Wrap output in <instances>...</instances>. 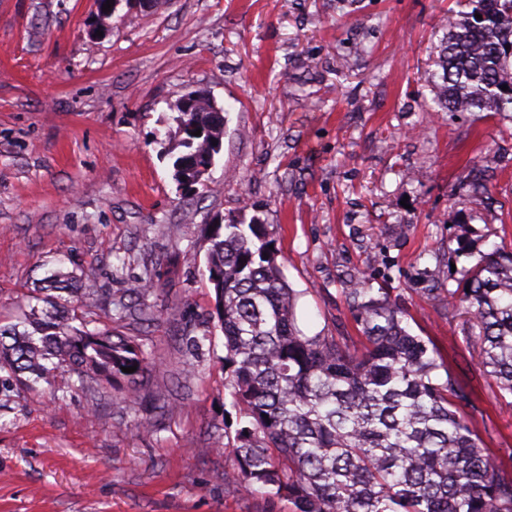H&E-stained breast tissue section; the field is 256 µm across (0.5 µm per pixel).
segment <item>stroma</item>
I'll return each instance as SVG.
<instances>
[{"label":"stroma","instance_id":"35a3bbf8","mask_svg":"<svg viewBox=\"0 0 512 512\" xmlns=\"http://www.w3.org/2000/svg\"><path fill=\"white\" fill-rule=\"evenodd\" d=\"M466 4L157 0L100 19L94 0H0V326L56 268L97 290L72 313L148 276L157 315L112 325L153 358L137 402L61 378L0 387V512H290L224 483L242 422L204 274L205 227L221 219L273 232L307 335L358 347L341 288L366 275L468 377L463 322L432 291L512 250V112L431 109L429 75ZM192 91L223 109L224 138L188 193L156 134ZM186 335L202 339L191 356ZM476 404L512 467V406L489 380Z\"/></svg>","mask_w":512,"mask_h":512}]
</instances>
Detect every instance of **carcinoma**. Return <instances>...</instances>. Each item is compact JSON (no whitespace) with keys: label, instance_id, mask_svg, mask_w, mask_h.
Listing matches in <instances>:
<instances>
[{"label":"carcinoma","instance_id":"carcinoma-1","mask_svg":"<svg viewBox=\"0 0 512 512\" xmlns=\"http://www.w3.org/2000/svg\"><path fill=\"white\" fill-rule=\"evenodd\" d=\"M468 4L431 73L435 104L440 112H512V0ZM173 121L176 146L187 150L179 159L210 166L224 137L214 106L199 93L194 111ZM189 126L202 135L190 137ZM208 242L226 389L246 419L229 448L227 486L286 500L290 512H512V471L459 411L475 407L479 377L493 379L512 405L511 250L494 248L464 271L465 287L436 295L448 321L459 310L468 316L463 339L478 360L465 381L431 338L413 333L387 289L369 288L368 278L342 288L361 333V349L352 353L334 336L300 329L297 293L267 225L212 224ZM78 280L52 272L44 287L56 292L46 300L50 308L31 307L22 332L0 329V372L19 384L67 372L88 390L122 378L133 402L149 354L109 325H73L58 293L73 292ZM154 290L149 278L125 289L129 302L115 315L152 320L140 301Z\"/></svg>","mask_w":512,"mask_h":512}]
</instances>
